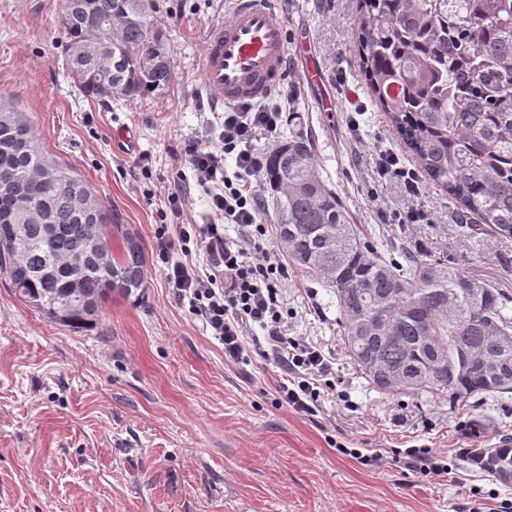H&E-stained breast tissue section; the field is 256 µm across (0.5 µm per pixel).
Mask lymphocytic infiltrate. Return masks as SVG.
I'll list each match as a JSON object with an SVG mask.
<instances>
[{
	"instance_id": "1",
	"label": "lymphocytic infiltrate",
	"mask_w": 512,
	"mask_h": 512,
	"mask_svg": "<svg viewBox=\"0 0 512 512\" xmlns=\"http://www.w3.org/2000/svg\"><path fill=\"white\" fill-rule=\"evenodd\" d=\"M294 97L293 89L282 86L264 99L225 108L220 124L186 147L187 162L208 195V213L203 223L179 225L178 238L182 253L203 252L206 271L172 260L165 232H158L156 240L168 281L221 341L225 353L244 361L243 336L255 326L266 331L271 354L284 369L278 386L282 401L294 412L312 416L318 413L326 388L328 361L321 350L284 332L278 296L288 279V266L264 249L268 229L258 220L261 195L252 185L264 169V157L251 145L259 134L276 132L283 122L284 103ZM228 156L236 164L231 175L224 170ZM228 224L238 226V239L226 237Z\"/></svg>"
}]
</instances>
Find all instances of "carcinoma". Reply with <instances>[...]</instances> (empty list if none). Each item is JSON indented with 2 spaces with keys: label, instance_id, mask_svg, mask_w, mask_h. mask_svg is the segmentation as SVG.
<instances>
[{
  "label": "carcinoma",
  "instance_id": "1",
  "mask_svg": "<svg viewBox=\"0 0 512 512\" xmlns=\"http://www.w3.org/2000/svg\"><path fill=\"white\" fill-rule=\"evenodd\" d=\"M63 23L66 67L84 97L133 100L164 93L172 81V51L155 26V0H75ZM358 57L369 90L387 113L429 180L476 217L512 236V0H359ZM107 19L93 27L86 18ZM296 128L265 152L264 180L279 240L293 265L315 274L336 294L343 340L352 359L374 354L420 378L415 389H393L364 374L388 395L504 397L512 370L500 383L462 363L461 349L481 346L512 367L507 314L512 298L445 261L426 262L410 244L383 250L350 222L349 213L314 163L315 137ZM0 183L30 188L18 200L0 190V213L21 207L42 213L16 232L0 223V272L15 295L73 329L97 323L115 291L143 287V252L125 226L109 215L86 182L46 157L21 114L0 108ZM120 247H115L116 241ZM396 251L399 263L389 257ZM478 288V310L468 289ZM389 310L381 337L352 342L349 313ZM459 369L436 378L427 370L428 342ZM473 469L495 478L492 465L512 467V438L473 448Z\"/></svg>",
  "mask_w": 512,
  "mask_h": 512
}]
</instances>
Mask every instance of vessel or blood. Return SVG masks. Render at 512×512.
Listing matches in <instances>:
<instances>
[{
    "label": "vessel or blood",
    "instance_id": "vessel-or-blood-1",
    "mask_svg": "<svg viewBox=\"0 0 512 512\" xmlns=\"http://www.w3.org/2000/svg\"><path fill=\"white\" fill-rule=\"evenodd\" d=\"M205 34L204 93L221 109L270 95L288 73L286 0H226Z\"/></svg>",
    "mask_w": 512,
    "mask_h": 512
}]
</instances>
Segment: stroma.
<instances>
[{
	"instance_id": "1",
	"label": "stroma",
	"mask_w": 512,
	"mask_h": 512,
	"mask_svg": "<svg viewBox=\"0 0 512 512\" xmlns=\"http://www.w3.org/2000/svg\"><path fill=\"white\" fill-rule=\"evenodd\" d=\"M224 16V0H157L171 84L97 101L64 65L60 0H0V106L24 113L43 150L88 183L144 253L142 290L112 293L85 330L22 303L0 273V512H469L479 502L512 512V485L472 471L460 454L512 433V396L372 390L344 346L332 289L292 267L286 334L321 348L335 385L318 414L304 416L277 402L282 372L263 355L262 330L245 338L249 364L228 361L168 282L155 226L206 211L184 147L216 121L200 70L205 32ZM286 17L289 33L310 38L307 54L289 57V109L311 129L315 163L352 223L386 242L419 243L423 259L450 261L512 296V238L463 229L459 205L436 185L412 198L376 174L378 148L412 157L360 70L357 0H288ZM311 64L321 83L305 82ZM325 97L332 111L320 109ZM176 184L189 191L180 217L167 212ZM416 209L424 222L404 223ZM400 448L447 456V475L407 471Z\"/></svg>"
}]
</instances>
